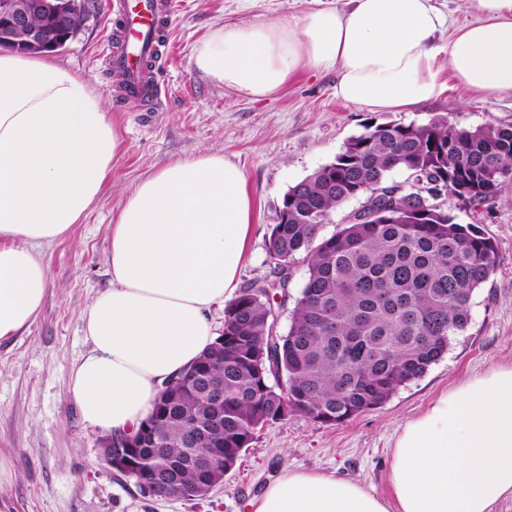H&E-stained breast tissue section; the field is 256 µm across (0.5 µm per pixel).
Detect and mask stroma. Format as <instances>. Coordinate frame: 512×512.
<instances>
[{"mask_svg":"<svg viewBox=\"0 0 512 512\" xmlns=\"http://www.w3.org/2000/svg\"><path fill=\"white\" fill-rule=\"evenodd\" d=\"M348 0H175L167 27L169 58L154 68L156 93L144 105L122 100L107 56L119 23L117 0H89L80 33L57 60L87 77L119 130L121 155L97 201L71 234L43 246L50 285L37 320L0 342V454L13 465L0 484V512H248L283 468L361 481L389 497L392 449L404 424L468 377L512 365V180L496 198L446 204L457 222L473 224L495 244L494 270L476 290L467 330L420 379L383 406L328 426L302 415L265 426L223 485L203 498L159 499L99 457L101 429L85 424L69 391V374L91 349L83 314L112 285L107 255L124 198L155 169L209 149L245 172L254 205L253 231L241 284L269 277L266 242L287 189L330 164L346 141L369 124L428 123L458 129L512 125V93L462 92L441 69L442 93L410 112H377L334 93L336 75L298 74L271 97L253 100L217 85L194 65L196 47L235 22L293 19Z\"/></svg>","mask_w":512,"mask_h":512,"instance_id":"35a3bbf8","label":"stroma"}]
</instances>
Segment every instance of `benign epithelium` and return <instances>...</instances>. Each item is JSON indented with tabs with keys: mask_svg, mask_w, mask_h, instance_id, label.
Returning a JSON list of instances; mask_svg holds the SVG:
<instances>
[{
	"mask_svg": "<svg viewBox=\"0 0 512 512\" xmlns=\"http://www.w3.org/2000/svg\"><path fill=\"white\" fill-rule=\"evenodd\" d=\"M52 22L55 35L35 23ZM87 21L84 0H0V47L22 52L57 51L79 33L76 20ZM144 439L132 434L105 435L100 441L102 461L115 470L131 469L140 456Z\"/></svg>",
	"mask_w": 512,
	"mask_h": 512,
	"instance_id": "1",
	"label": "benign epithelium"
}]
</instances>
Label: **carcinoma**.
<instances>
[{
  "mask_svg": "<svg viewBox=\"0 0 512 512\" xmlns=\"http://www.w3.org/2000/svg\"><path fill=\"white\" fill-rule=\"evenodd\" d=\"M402 169L425 193L388 181ZM512 179V125L456 129L442 120L385 123L350 138L332 166L288 190V222L266 244L271 277L242 288L224 306V345L209 347L160 392L147 418V463L127 476H165L193 499L216 485L252 443L256 431L302 414L326 425L375 409L424 376L471 319V299L490 277L495 246L459 224L437 197L483 203ZM380 191L372 205L388 216L349 222L316 241L332 213L350 198ZM305 255L308 277L294 298L287 333H277L279 305L291 294L287 266ZM224 378L215 404L200 382ZM208 452L224 472L189 462Z\"/></svg>",
  "mask_w": 512,
  "mask_h": 512,
  "instance_id": "obj_1",
  "label": "carcinoma"
}]
</instances>
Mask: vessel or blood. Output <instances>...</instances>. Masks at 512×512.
<instances>
[{
	"label": "vessel or blood",
	"instance_id": "b4317fda",
	"mask_svg": "<svg viewBox=\"0 0 512 512\" xmlns=\"http://www.w3.org/2000/svg\"><path fill=\"white\" fill-rule=\"evenodd\" d=\"M125 25L110 52L114 68L126 73L125 100L140 102L154 90L148 65L162 53V25L166 20L160 0H125Z\"/></svg>",
	"mask_w": 512,
	"mask_h": 512
}]
</instances>
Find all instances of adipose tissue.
Here are the masks:
<instances>
[{
    "label": "adipose tissue",
    "instance_id": "adipose-tissue-1",
    "mask_svg": "<svg viewBox=\"0 0 512 512\" xmlns=\"http://www.w3.org/2000/svg\"><path fill=\"white\" fill-rule=\"evenodd\" d=\"M478 16L440 46L432 0H350L293 20L231 23L196 49L212 82L261 99L303 69L335 72L344 101L409 112L458 88L512 93V0H466ZM120 135L88 79L49 53L0 50V341L27 330L49 286L38 247L97 202ZM254 218L242 169L202 151L129 192L110 234L112 286L84 314L91 351L71 370L83 422L124 435L164 384L214 340L209 313L232 299ZM390 498L361 482L284 469L250 512H493L512 497V366L441 393L394 443Z\"/></svg>",
    "mask_w": 512,
    "mask_h": 512
}]
</instances>
